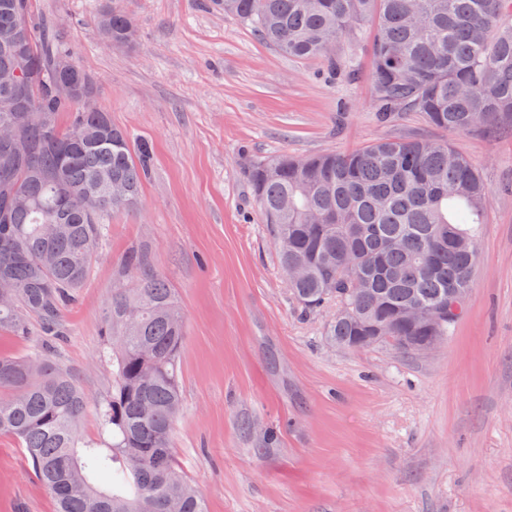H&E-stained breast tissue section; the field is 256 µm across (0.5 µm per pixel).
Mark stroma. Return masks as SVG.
<instances>
[{"label": "stroma", "mask_w": 512, "mask_h": 512, "mask_svg": "<svg viewBox=\"0 0 512 512\" xmlns=\"http://www.w3.org/2000/svg\"><path fill=\"white\" fill-rule=\"evenodd\" d=\"M106 0H34L96 80L113 124L153 150L137 207L113 215L55 353L89 398L82 441L100 442L112 391L104 314L124 265L147 251L173 288L185 337L183 410L171 447L207 512H512V133L454 134L422 113L380 116L365 24L332 53L355 77L290 58L213 0H115L138 34L106 43ZM450 142L490 195L474 287L427 354L341 350L329 304L301 311L246 167L378 141ZM0 512H54L23 448L0 435Z\"/></svg>", "instance_id": "35a3bbf8"}]
</instances>
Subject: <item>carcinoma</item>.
<instances>
[{"label": "carcinoma", "mask_w": 512, "mask_h": 512, "mask_svg": "<svg viewBox=\"0 0 512 512\" xmlns=\"http://www.w3.org/2000/svg\"><path fill=\"white\" fill-rule=\"evenodd\" d=\"M260 39L298 59H320L351 77L350 60L330 55L353 28L376 16L373 85L380 111L396 106L452 133L512 123V0H214ZM97 25L106 42L131 47L135 28L107 6ZM0 281L12 306L0 328L46 335L27 358L0 356V434L25 449L58 512H206L170 448L181 411L179 356L185 330L178 300L131 252L133 288L107 307L115 380L100 404L110 440L81 444L89 403L75 376L47 358L64 335L61 317L79 297L110 217L138 205L151 148L91 112L94 78L72 48L34 21L32 0H0ZM69 83L68 95L58 93ZM72 114L64 126L60 116ZM112 177V191L102 177ZM246 178L263 223L274 228L282 271L294 299L311 312L338 306L331 345L361 350L390 345L412 353L410 336H448L478 264L477 225L490 196L478 171L454 146L419 138L369 145L349 154H288L251 164ZM29 192L25 209L14 192ZM88 194L69 208L65 200ZM439 314L430 328L405 311ZM41 365L33 376L30 363Z\"/></svg>", "instance_id": "carcinoma-1"}]
</instances>
